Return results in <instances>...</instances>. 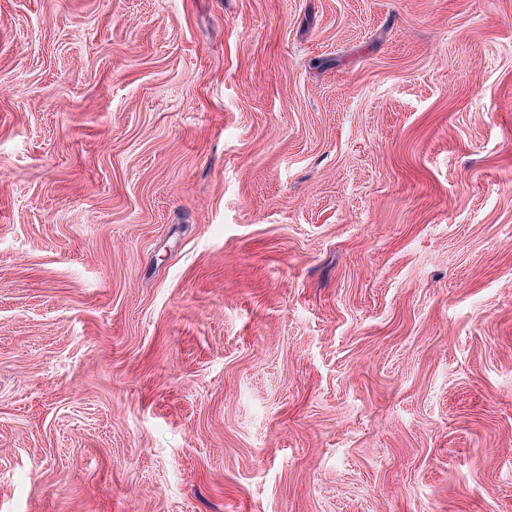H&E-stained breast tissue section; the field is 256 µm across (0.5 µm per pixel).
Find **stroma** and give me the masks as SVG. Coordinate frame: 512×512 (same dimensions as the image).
Here are the masks:
<instances>
[{
    "label": "stroma",
    "mask_w": 512,
    "mask_h": 512,
    "mask_svg": "<svg viewBox=\"0 0 512 512\" xmlns=\"http://www.w3.org/2000/svg\"><path fill=\"white\" fill-rule=\"evenodd\" d=\"M0 512H512V0H0Z\"/></svg>",
    "instance_id": "35a3bbf8"
}]
</instances>
